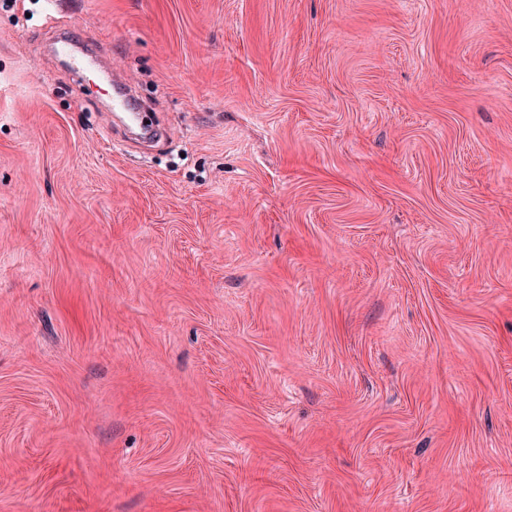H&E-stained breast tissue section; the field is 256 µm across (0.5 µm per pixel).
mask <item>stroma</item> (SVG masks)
Returning <instances> with one entry per match:
<instances>
[{
	"label": "stroma",
	"mask_w": 512,
	"mask_h": 512,
	"mask_svg": "<svg viewBox=\"0 0 512 512\" xmlns=\"http://www.w3.org/2000/svg\"><path fill=\"white\" fill-rule=\"evenodd\" d=\"M0 512H512V0H0ZM67 28L54 31L52 43L58 54L67 58L71 64L69 71H85L88 68H100L97 57L85 53L80 41H75L68 35Z\"/></svg>",
	"instance_id": "stroma-1"
}]
</instances>
